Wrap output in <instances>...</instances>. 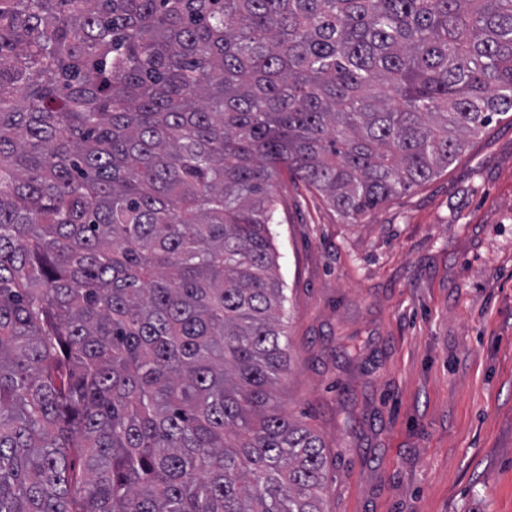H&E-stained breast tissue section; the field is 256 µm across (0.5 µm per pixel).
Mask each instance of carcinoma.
Wrapping results in <instances>:
<instances>
[{
	"instance_id": "obj_1",
	"label": "carcinoma",
	"mask_w": 512,
	"mask_h": 512,
	"mask_svg": "<svg viewBox=\"0 0 512 512\" xmlns=\"http://www.w3.org/2000/svg\"><path fill=\"white\" fill-rule=\"evenodd\" d=\"M512 112V0H0V512H323L287 168L354 221Z\"/></svg>"
}]
</instances>
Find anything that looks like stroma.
<instances>
[{
	"mask_svg": "<svg viewBox=\"0 0 512 512\" xmlns=\"http://www.w3.org/2000/svg\"><path fill=\"white\" fill-rule=\"evenodd\" d=\"M274 197L325 512H512V120L353 222L285 170Z\"/></svg>",
	"mask_w": 512,
	"mask_h": 512,
	"instance_id": "35a3bbf8",
	"label": "stroma"
}]
</instances>
